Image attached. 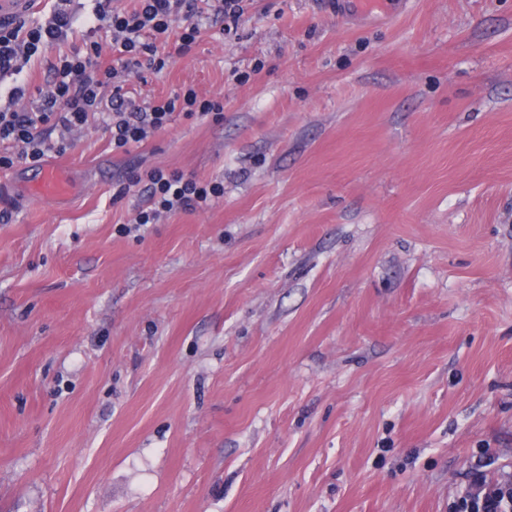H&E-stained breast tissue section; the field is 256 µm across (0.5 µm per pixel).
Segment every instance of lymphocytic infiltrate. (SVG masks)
<instances>
[{
	"label": "lymphocytic infiltrate",
	"mask_w": 512,
	"mask_h": 512,
	"mask_svg": "<svg viewBox=\"0 0 512 512\" xmlns=\"http://www.w3.org/2000/svg\"><path fill=\"white\" fill-rule=\"evenodd\" d=\"M72 0H56L40 21L0 19V77L21 74L31 61L45 62L46 89L30 95L14 87L0 97V172L25 160L40 164L62 155L73 136L97 120L112 149L128 154L177 117L222 119L224 102L199 97L194 88L165 99L129 97V78L144 79L167 65L168 47L187 52L201 33L203 19L221 23L222 33L237 29L247 0H135L130 10L112 0H91L85 19H78ZM91 37L74 43L77 22ZM67 51H60V44ZM129 185L138 187L141 203L135 226L157 223L177 212L207 210L223 197L224 185L201 181L160 167L132 170Z\"/></svg>",
	"instance_id": "1"
}]
</instances>
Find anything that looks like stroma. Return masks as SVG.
<instances>
[{"label": "stroma", "instance_id": "1", "mask_svg": "<svg viewBox=\"0 0 512 512\" xmlns=\"http://www.w3.org/2000/svg\"><path fill=\"white\" fill-rule=\"evenodd\" d=\"M0 179V512H456L512 478V0H253ZM220 181L132 230L138 164ZM69 189L70 185L63 176L62 170L56 167L42 168L40 178L32 186L35 193L54 196L65 195Z\"/></svg>", "mask_w": 512, "mask_h": 512}]
</instances>
